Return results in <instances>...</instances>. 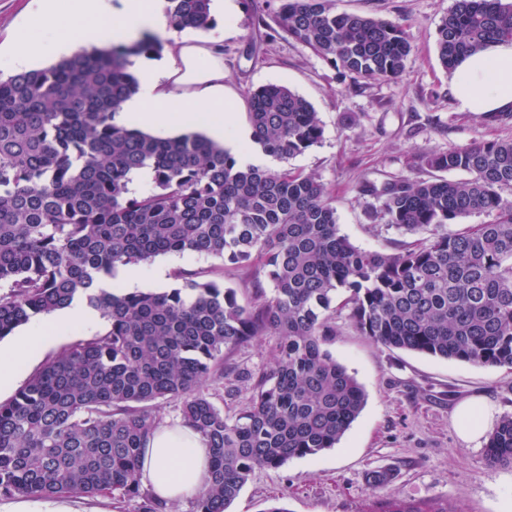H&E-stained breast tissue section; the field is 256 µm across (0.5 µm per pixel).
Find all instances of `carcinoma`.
Returning <instances> with one entry per match:
<instances>
[{"instance_id": "carcinoma-1", "label": "carcinoma", "mask_w": 512, "mask_h": 512, "mask_svg": "<svg viewBox=\"0 0 512 512\" xmlns=\"http://www.w3.org/2000/svg\"><path fill=\"white\" fill-rule=\"evenodd\" d=\"M177 29H206L210 0H168ZM278 31L331 63L342 78L388 81L412 45L402 25L338 13L333 0H284ZM512 40V0H454L437 30L443 67ZM132 46L82 49L42 69L0 77V339L80 300L106 330L59 351L0 401V498L112 495L115 508L169 512L140 481L149 434L176 402L180 423L205 440L211 465L192 512H228L256 470L334 447L365 392L323 348L336 314L383 346L512 369V140L419 155L431 179L392 176L360 191L375 214L429 236L395 253L353 245L319 179L300 170L243 167L200 134L152 136L115 123L135 94ZM251 142L278 160L319 143L310 103L268 84L249 96ZM150 186L134 188L143 171ZM462 170L463 181L443 173ZM494 220L450 234L449 224ZM194 253L231 265L259 262L251 302L219 280L178 274L163 292L106 282L127 265ZM274 340V365L234 362L255 340ZM210 380L245 391L230 414ZM512 468V416L485 448ZM378 512H457L446 502L385 500Z\"/></svg>"}]
</instances>
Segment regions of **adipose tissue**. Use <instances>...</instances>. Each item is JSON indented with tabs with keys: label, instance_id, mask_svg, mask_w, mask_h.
<instances>
[{
	"label": "adipose tissue",
	"instance_id": "adipose-tissue-1",
	"mask_svg": "<svg viewBox=\"0 0 512 512\" xmlns=\"http://www.w3.org/2000/svg\"><path fill=\"white\" fill-rule=\"evenodd\" d=\"M36 33L18 31L6 51L14 67L70 52L75 45L110 47L149 32L168 41L160 60L134 58L138 91L121 103L118 125L144 132L186 127L202 133L245 164L260 156L242 149L243 134L232 131L236 101L224 93V55L218 41L176 35L166 0H36ZM450 92L462 112L512 109V42L496 44L467 57L456 68ZM94 311L77 304L30 322L10 345L0 344V393L19 380L30 358L75 327L97 325ZM211 451L201 437L180 424L154 430L143 453L140 479L169 504L194 497L204 487Z\"/></svg>",
	"mask_w": 512,
	"mask_h": 512
}]
</instances>
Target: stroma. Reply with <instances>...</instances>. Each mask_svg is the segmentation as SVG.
<instances>
[{
    "mask_svg": "<svg viewBox=\"0 0 512 512\" xmlns=\"http://www.w3.org/2000/svg\"><path fill=\"white\" fill-rule=\"evenodd\" d=\"M453 0H335L340 12L404 25L411 44L403 74L386 82L351 83L294 39L273 34L279 0H235L224 21V87L238 100L236 129H249L247 94L266 84L284 85L306 98L323 128L320 143L290 159L315 173L336 209L341 234L355 246L393 253L415 242L414 234L384 224L373 212L363 182L395 175L430 178L420 153L450 151L476 141L512 139V117L458 111L451 75L436 50V29ZM169 264L162 281L146 290L176 287L175 271L223 280L241 304L251 300L258 265L236 266L187 253ZM326 350L363 386L366 403L336 447L288 461L250 477L229 512H266L281 502L288 512H374L369 474L391 473L382 494L409 502L444 500L459 512H512V469L488 465L483 446L458 435L454 411L473 400L490 406V427L512 416V370L481 366L373 343L346 314Z\"/></svg>",
    "mask_w": 512,
    "mask_h": 512,
    "instance_id": "35a3bbf8",
    "label": "stroma"
}]
</instances>
